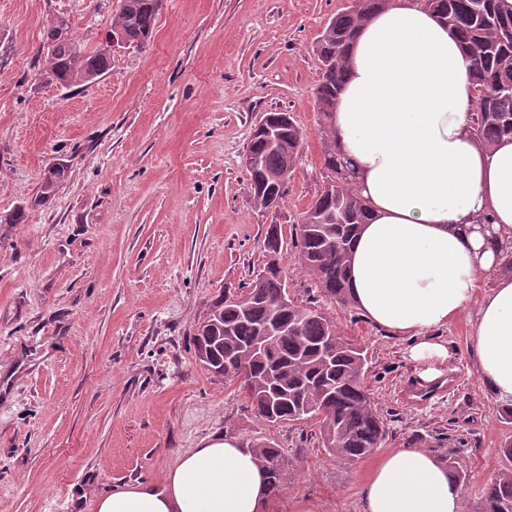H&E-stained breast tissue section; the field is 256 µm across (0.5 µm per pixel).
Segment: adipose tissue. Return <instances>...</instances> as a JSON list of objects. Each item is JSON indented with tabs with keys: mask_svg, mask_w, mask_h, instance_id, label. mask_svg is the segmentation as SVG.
I'll return each mask as SVG.
<instances>
[{
	"mask_svg": "<svg viewBox=\"0 0 512 512\" xmlns=\"http://www.w3.org/2000/svg\"><path fill=\"white\" fill-rule=\"evenodd\" d=\"M458 35L420 0H390L360 27L327 122L369 219L349 291L375 327L413 341L424 380L455 352L437 339L468 306L467 347L486 394L512 403V277L479 293L512 242V138L472 133L474 92ZM359 512H462L447 463L423 448L382 452ZM266 475L230 438L179 457L161 485L96 495L94 512H268Z\"/></svg>",
	"mask_w": 512,
	"mask_h": 512,
	"instance_id": "1",
	"label": "adipose tissue"
}]
</instances>
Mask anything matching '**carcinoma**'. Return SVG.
Masks as SVG:
<instances>
[{"label": "carcinoma", "instance_id": "1", "mask_svg": "<svg viewBox=\"0 0 512 512\" xmlns=\"http://www.w3.org/2000/svg\"><path fill=\"white\" fill-rule=\"evenodd\" d=\"M152 0H121L114 29L127 42L141 45L152 34L157 12ZM386 0H358L352 10L337 14L316 42L321 71L316 105L326 116L336 103L348 72V48L359 27ZM457 32L466 49L475 92L473 131L490 147L512 136V0H423ZM65 19H53L44 31L45 75L62 83L90 81L111 64L108 49L87 53L72 37H62ZM276 140L263 132L250 136L248 154L257 162L248 170L255 207L269 210L286 194L303 130L286 112L273 114ZM324 165L334 178L314 206L305 211L292 239L302 268L319 285L323 297L343 308L353 305L348 288L351 253L358 226L368 219L364 201L352 188L337 158L334 133L324 141ZM65 175V166L51 169L38 201L51 197ZM263 270L241 287L244 301L219 296L194 337L195 357L215 376L237 380L246 407L267 425L314 420L321 446L342 461L369 456L384 442L386 423L364 385L367 359L363 351L339 336L336 323L319 306L303 307L288 298L278 268L284 249L281 227L266 231ZM267 473L268 494L277 495L285 481V450L266 438L243 444ZM503 464L482 491L480 512H512V443L503 446Z\"/></svg>", "mask_w": 512, "mask_h": 512}]
</instances>
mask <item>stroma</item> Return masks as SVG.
<instances>
[{"label":"stroma","mask_w":512,"mask_h":512,"mask_svg":"<svg viewBox=\"0 0 512 512\" xmlns=\"http://www.w3.org/2000/svg\"><path fill=\"white\" fill-rule=\"evenodd\" d=\"M355 0H162L142 46L108 43L120 0H0V512H93L96 494L161 484L183 452L216 438L266 437L288 473L271 512L294 498L357 512L370 458L321 447L310 421L269 426L235 384L195 359L193 336L224 289L262 269L269 225L286 246L289 294L318 287L290 240L327 180L314 45ZM112 64L93 80L47 82L44 29ZM290 112L306 137L280 206L255 209L245 167L253 126ZM68 176L38 201L45 173ZM340 336L368 359L364 384L386 420L384 448L416 447L468 474L463 512H479L512 423L484 393L467 349L468 315L441 337L457 386L423 408L397 397L417 375L407 341L357 308L329 305Z\"/></svg>","instance_id":"35a3bbf8"}]
</instances>
